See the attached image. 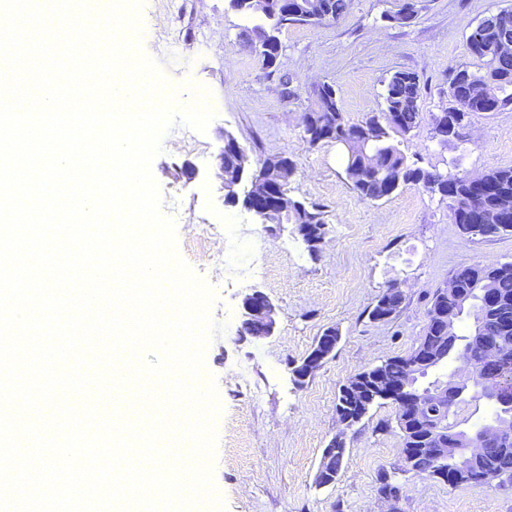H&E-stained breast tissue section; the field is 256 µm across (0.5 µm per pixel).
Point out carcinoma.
I'll return each mask as SVG.
<instances>
[{
    "instance_id": "carcinoma-1",
    "label": "carcinoma",
    "mask_w": 512,
    "mask_h": 512,
    "mask_svg": "<svg viewBox=\"0 0 512 512\" xmlns=\"http://www.w3.org/2000/svg\"><path fill=\"white\" fill-rule=\"evenodd\" d=\"M316 3L321 5V9L302 14L295 20L285 15L279 16L269 31L262 33L261 46L250 44L252 52L266 63L278 55L280 43L277 33L281 28L294 21L311 26L334 22L342 18L349 7V0H316ZM503 14L509 16L512 23V10H499L482 19L466 37L468 52L482 61L485 68L475 71L460 68L451 79L446 111L460 113L461 129L478 112H499L512 104V58L500 61L488 54L489 48L499 40L500 28L495 21ZM383 100L384 109L381 112L354 123L347 119L335 86L326 82L317 95L316 106L302 114V138L311 148L344 138L357 141L355 154L347 158L346 175L363 201H381L406 185H418L447 201L450 219L460 225L461 231L468 237L512 235V222L504 224L499 221V215L512 205V167L486 171L480 175L479 183L475 184L469 179L468 171L460 168V161L456 158L442 169H424L409 162L394 144V137L410 136L421 128L423 115L416 74L406 71L395 73L385 85ZM285 162L288 163V171L280 181V196L293 212L294 223L314 224L320 229L325 227L319 206H307L290 194L289 182L295 170L293 161L283 156L267 157L261 162L258 173L277 168ZM455 277L461 296L469 294L473 282H487L493 289L498 308L490 310L476 302L472 310V334H444L438 338L434 336V327L431 326L418 348L434 356L446 354L451 358L463 355L482 375L485 373L482 362L484 344H496L509 359V363L500 367V377L504 391L512 394V261L466 265L455 273ZM401 303V294L387 287L370 311V316L375 318L384 311H395ZM410 361L409 357L395 356L382 362L381 368L388 379L402 388L410 381ZM463 402L465 398L461 393L452 408L436 409L441 425V432L437 434L410 417L404 403L394 402L397 416L405 417L408 421L402 448H435L439 440L458 433L451 418ZM486 448V457L467 470L429 455H418L413 462L406 458L404 462L418 476L432 478L438 472L454 474L453 487H491L499 481H512V444L503 448L491 441Z\"/></svg>"
}]
</instances>
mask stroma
Listing matches in <instances>:
<instances>
[{"instance_id": "obj_1", "label": "stroma", "mask_w": 512, "mask_h": 512, "mask_svg": "<svg viewBox=\"0 0 512 512\" xmlns=\"http://www.w3.org/2000/svg\"><path fill=\"white\" fill-rule=\"evenodd\" d=\"M401 0H351L347 14L318 27L281 29L275 74L246 45L256 24L229 0H145L142 48L163 72L178 104L193 88L210 95L215 112L205 132L174 122L152 163L165 214L176 220L179 254L216 296L205 373L214 378L222 414L216 422L214 484L226 512H512V490L452 487L402 472L401 433L393 404L374 406L347 436L335 486L318 487L323 448L338 430L336 396L361 369L410 353L423 334L434 291L465 265L512 261V235L468 239L439 196L409 185L389 199L361 200L345 172V149L309 147L300 117L313 105L314 84L336 85L351 121L381 111L383 88L399 71L420 82V131L399 147L417 165L442 166L453 150L430 138L428 117L448 104L450 73L480 62L466 37L485 15L512 10V0H420L408 25L387 21ZM236 136L251 162L279 154L296 165L292 196L320 205L327 236L309 252L287 224H260L225 202L216 156L221 133ZM463 169L512 167V106L472 117L465 129ZM404 297L389 320L368 312L388 283ZM264 292L274 304L272 336L242 335L243 297ZM336 351L303 386L290 366L302 361L328 327ZM390 471L397 504L378 493Z\"/></svg>"}]
</instances>
